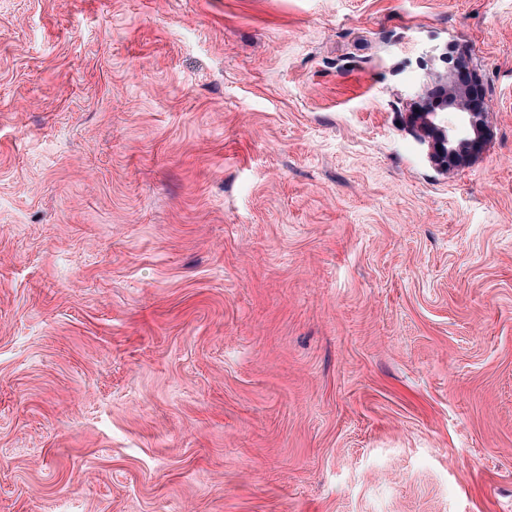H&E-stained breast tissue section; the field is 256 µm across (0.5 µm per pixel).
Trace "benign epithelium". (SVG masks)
I'll list each match as a JSON object with an SVG mask.
<instances>
[{
  "label": "benign epithelium",
  "mask_w": 512,
  "mask_h": 512,
  "mask_svg": "<svg viewBox=\"0 0 512 512\" xmlns=\"http://www.w3.org/2000/svg\"><path fill=\"white\" fill-rule=\"evenodd\" d=\"M481 86L472 80L467 67L459 65L453 71L435 79L423 81L414 102L411 123L417 138L429 143L431 161L443 168L462 166L471 159L484 137L482 124L474 120L483 110ZM454 108L461 121L469 122L473 136L463 137L455 129L437 123L438 112Z\"/></svg>",
  "instance_id": "benign-epithelium-1"
}]
</instances>
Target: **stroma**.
<instances>
[{
    "label": "stroma",
    "instance_id": "35a3bbf8",
    "mask_svg": "<svg viewBox=\"0 0 512 512\" xmlns=\"http://www.w3.org/2000/svg\"><path fill=\"white\" fill-rule=\"evenodd\" d=\"M0 512H512V0H0ZM467 69L464 65H457L449 74L440 75L434 81L428 75L413 103V130L421 142L429 143L431 161L445 169L468 163L484 137L482 124L474 120L479 113L471 111H482L485 102L480 97L481 86L472 80ZM448 108L460 112L463 124L468 117L473 137H461L457 130L437 123L438 111L447 112Z\"/></svg>",
    "mask_w": 512,
    "mask_h": 512
}]
</instances>
